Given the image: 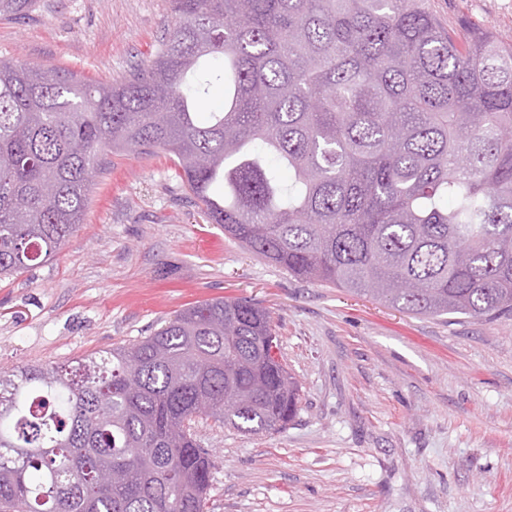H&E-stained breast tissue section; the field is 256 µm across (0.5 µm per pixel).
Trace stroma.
Masks as SVG:
<instances>
[{
  "label": "stroma",
  "instance_id": "1",
  "mask_svg": "<svg viewBox=\"0 0 512 512\" xmlns=\"http://www.w3.org/2000/svg\"><path fill=\"white\" fill-rule=\"evenodd\" d=\"M428 5L512 44V0ZM173 21L170 0H34L0 19V58L113 83ZM214 298L270 312L301 411L264 436L199 422L207 512H512V314L416 316L291 277L208 223L171 155H109L70 241L0 280V369L78 361Z\"/></svg>",
  "mask_w": 512,
  "mask_h": 512
}]
</instances>
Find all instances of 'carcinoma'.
Wrapping results in <instances>:
<instances>
[{
  "label": "carcinoma",
  "mask_w": 512,
  "mask_h": 512,
  "mask_svg": "<svg viewBox=\"0 0 512 512\" xmlns=\"http://www.w3.org/2000/svg\"><path fill=\"white\" fill-rule=\"evenodd\" d=\"M171 6L119 83L0 59L1 279L60 250L86 171L134 148L176 157L209 222L292 277L413 315L512 312V44L457 36L427 0ZM298 411L270 313L206 300L87 361L0 370V512H204L198 419L264 435Z\"/></svg>",
  "instance_id": "cac0c4a2"
}]
</instances>
